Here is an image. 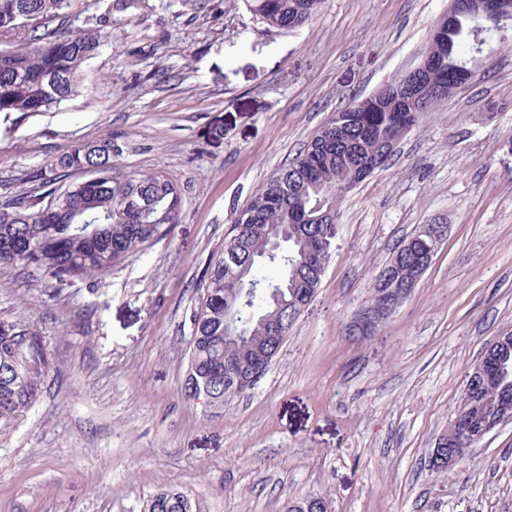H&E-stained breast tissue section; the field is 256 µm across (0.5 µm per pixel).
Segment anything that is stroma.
<instances>
[{"label": "stroma", "mask_w": 512, "mask_h": 512, "mask_svg": "<svg viewBox=\"0 0 512 512\" xmlns=\"http://www.w3.org/2000/svg\"><path fill=\"white\" fill-rule=\"evenodd\" d=\"M448 0H321L268 29L242 0H135L77 95L0 116V202L72 146L112 137L120 164L183 194L179 224L95 282L0 269V321L40 330L51 369L0 434V512H145L174 488L190 512H512V421L447 474L428 457L467 373L512 331V47L339 205L314 300L264 376L213 409L184 399L193 284L233 210L328 117L416 65ZM448 236L374 335L347 328L417 225Z\"/></svg>", "instance_id": "stroma-1"}]
</instances>
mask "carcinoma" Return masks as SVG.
<instances>
[{"label":"carcinoma","mask_w":512,"mask_h":512,"mask_svg":"<svg viewBox=\"0 0 512 512\" xmlns=\"http://www.w3.org/2000/svg\"><path fill=\"white\" fill-rule=\"evenodd\" d=\"M501 12L491 25L499 42L512 40V0H500ZM320 0H245L250 13L267 27L281 31L305 24ZM70 0H0V34L19 38L16 47L0 49V114L44 112L76 95L83 66L111 39L110 18L103 13L88 18L79 30L68 15ZM485 35L472 18L458 12L438 20L429 30L424 55L429 69L423 77L437 110L458 87L448 83V71L463 70L469 80L473 66L483 65ZM387 84L384 95L370 96L367 106H348L337 127L323 126L303 145L294 160L259 186L234 212L224 246L213 253L196 282L191 309L192 334L184 395L221 407L237 394L224 374V351L245 358L266 336L260 318L278 313L282 322L298 319L296 300L314 285L315 276L303 255L336 233L338 205L366 177L365 163L381 156L401 133L416 125L413 91ZM121 148L110 137L74 146L49 163V172L36 170L33 198L0 204V267L32 268L63 285L73 279L95 281L112 272L130 256L165 236L178 223L182 191L161 173L127 172L117 163ZM91 170L93 177L67 186L58 180L72 171ZM283 234L276 255H265L268 238ZM433 242L419 235L417 250L399 258L400 270L390 280L393 303L410 293L407 275L415 269L417 254ZM236 252L247 277L260 266L276 268L264 282V292L249 309L224 307L228 287L226 250ZM234 318L243 331L224 334L225 317ZM50 369L49 355L37 327L25 320L0 321V432L12 428L30 410ZM512 401V380L495 383L468 377L461 409L481 425L485 404ZM148 512H188L185 497L162 490L147 504Z\"/></svg>","instance_id":"obj_1"}]
</instances>
